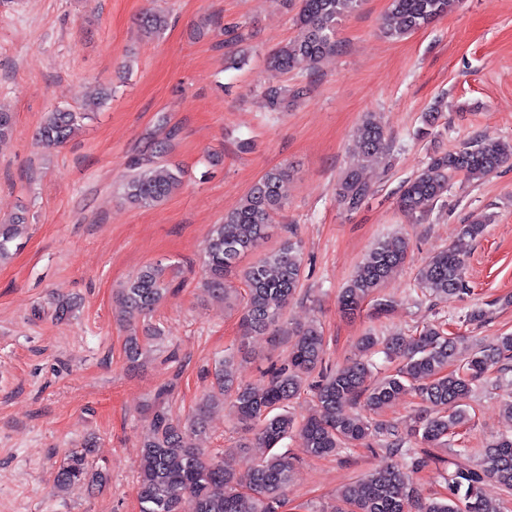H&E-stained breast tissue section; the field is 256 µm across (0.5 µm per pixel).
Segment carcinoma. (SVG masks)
<instances>
[{
    "label": "carcinoma",
    "mask_w": 512,
    "mask_h": 512,
    "mask_svg": "<svg viewBox=\"0 0 512 512\" xmlns=\"http://www.w3.org/2000/svg\"><path fill=\"white\" fill-rule=\"evenodd\" d=\"M457 0H390L389 23L383 33L403 38L447 15ZM363 0H283L297 9L299 34L278 47L270 56L273 73L310 69L337 49L339 22L356 13ZM167 14L148 11L139 19V30L146 36L165 29ZM307 92L304 85L291 88L270 82L263 90L264 107L277 111L289 98L298 100ZM85 112L56 109L38 129L44 146L55 148L73 137ZM383 128L366 116L361 124L359 162L353 164L336 183V196L347 209H358L372 195V188L359 173V166L381 158ZM512 159V144L475 140L455 151L437 152L429 157L417 176L403 182L398 206L410 217L423 215L448 192L454 175L482 179ZM290 174L286 167L267 170L250 187L234 210L212 226L208 238L203 287L223 295L230 275L240 276L245 285L241 326L244 337L262 336L275 329L292 340L285 360L267 371L260 388L239 378L234 357L226 355L215 362L213 379L216 392L199 403L189 422L173 416L169 399L174 384L159 388L153 398L149 431L143 441L138 480L140 512H279L294 469V458L276 448L292 432L304 442V451L315 458L336 455L357 445L376 443L380 448L411 458L414 471L423 470L430 459V448L447 445L456 430L471 419L469 411L448 412V404L463 402L473 388L486 382L491 372L512 361V333L497 343L480 348L470 357L457 358V337L445 333L442 325L428 324L416 336H364L359 342V360L332 371L326 367V339L314 325L283 328V312L297 294L303 274L300 245L290 239L244 268L242 258L254 252L275 228V215L286 204L285 187ZM182 184L181 170L166 163L134 165L133 173L122 183L125 199L133 206L147 208L165 201ZM489 218L462 226L448 248L431 256L419 268L417 280L422 294L448 300L466 291L463 279L465 260L472 243L482 235ZM27 217L20 212L0 222V261L20 239ZM407 245L401 238L377 242L365 255L338 296L340 312L347 318L366 313L379 320L393 308L394 301L380 289L396 268L405 264ZM180 287L174 270L161 263L141 267L128 281L120 303L129 317L151 312ZM163 339L157 327L144 336L125 339L124 354L135 366L145 345ZM387 358L398 362L391 373L376 377L367 359L378 345ZM317 402L315 414L298 421L289 404L301 395L313 374ZM419 397L422 411L399 426L374 419V415L407 388ZM229 402L236 413L238 428L255 436L267 455L240 477L224 467V456L195 444L205 429L206 415L215 401ZM347 405H358L362 412L345 413ZM421 445L416 449L411 443ZM92 449L75 448L59 465L53 479V492H65L85 483L89 476ZM487 478L512 492V434H505L483 449L474 468L456 469L448 475L445 497L424 495L407 473L398 469L374 471L343 489L340 504L332 512H499L483 495Z\"/></svg>",
    "instance_id": "obj_1"
}]
</instances>
